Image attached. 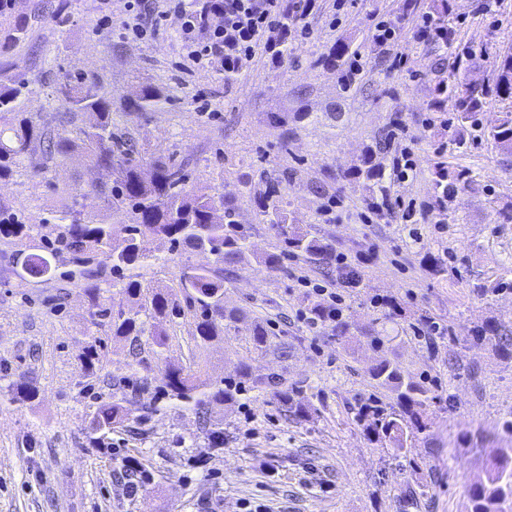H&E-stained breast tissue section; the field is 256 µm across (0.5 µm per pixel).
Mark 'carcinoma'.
Listing matches in <instances>:
<instances>
[{"mask_svg": "<svg viewBox=\"0 0 512 512\" xmlns=\"http://www.w3.org/2000/svg\"><path fill=\"white\" fill-rule=\"evenodd\" d=\"M323 62L340 72V91L349 92L358 76L349 45L336 43ZM457 86L454 70L448 81L438 84V106L450 102L461 123H472L488 90L467 85L459 92ZM24 89L23 82L0 84V180L12 177L20 166L37 156L46 162L62 161L78 143L87 162L110 171L113 180L93 184L81 192L60 211L58 223L48 234H40L38 225L23 223L10 209L0 208V246L40 236L39 243L29 250L9 255L12 265L32 279L45 281L59 274L82 281L93 324L107 322L112 327V336L131 341L136 356L143 336L151 338L154 354H161L167 341L164 324L174 322L186 310L194 318L198 347L230 329L231 324L245 320L239 311H228L224 305V280L236 274L250 252L251 228L239 222L232 201L222 195L215 198L187 192L182 170L162 158L150 162L151 176H146L143 165L133 158L136 146L132 139L112 131V98L101 95L92 80L66 76L58 83L56 92L67 111L57 113L55 125L16 111V101ZM493 90L498 97L512 100V49L499 56ZM159 98L156 89L145 87L127 101L126 108L144 112ZM491 135L501 153L512 158V112L503 113ZM384 148L385 142L380 138L366 146L347 177L366 185L382 184L386 174L377 155ZM101 204L125 217L121 234H116L112 225L92 218L94 209ZM257 216L275 230L284 244L283 250L259 257L267 268H281L287 254L321 260L330 254L327 245L310 231L286 222L284 194L279 185L270 186L260 198ZM145 236L169 244L172 251L183 247L206 249L214 257V264L183 269L178 284L181 300L166 286L145 287L139 270L158 261L141 248L140 239ZM106 251L112 257L116 281L104 288L94 262L98 253ZM62 260L67 269L61 272ZM126 300L138 303L139 309L125 308ZM248 331L256 351L270 352L282 361L288 358V342L276 336L267 318L254 316ZM97 343L96 338L88 342L82 356L87 374L94 377L98 376ZM370 375L377 385L390 390L400 411H389L380 401L373 400L371 411L363 420L365 431L378 441L388 440L402 449L408 433L421 426V411L429 400L430 390L404 377L398 364L386 357L371 367ZM249 389L271 395L296 417L307 412V407L297 400L301 387L288 384L282 373L254 378L246 363L239 365L235 378L220 384L202 378L199 365L189 370L167 366L157 386L162 396L194 405L203 417L210 403L232 402ZM122 411L119 403L102 405L92 421V429H111ZM470 497L472 512H512V454L503 450L494 455L486 481L474 484Z\"/></svg>", "mask_w": 512, "mask_h": 512, "instance_id": "obj_1", "label": "carcinoma"}]
</instances>
